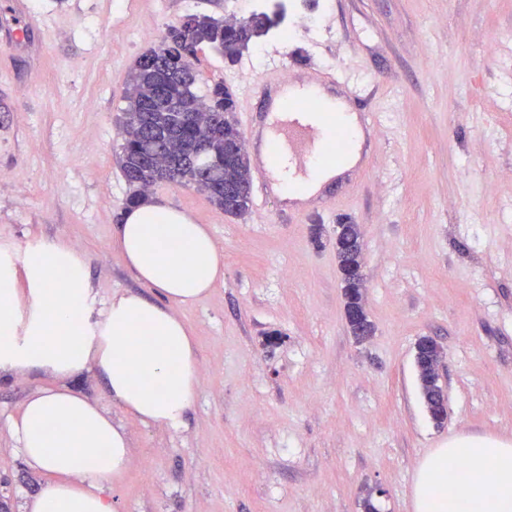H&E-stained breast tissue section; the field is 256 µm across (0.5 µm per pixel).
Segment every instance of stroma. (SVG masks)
I'll list each match as a JSON object with an SVG mask.
<instances>
[{
	"instance_id": "1",
	"label": "stroma",
	"mask_w": 512,
	"mask_h": 512,
	"mask_svg": "<svg viewBox=\"0 0 512 512\" xmlns=\"http://www.w3.org/2000/svg\"><path fill=\"white\" fill-rule=\"evenodd\" d=\"M285 18L240 62L198 55V94L260 80L271 48L289 70L376 79L382 124L366 165L303 219L251 188L234 217L205 193L156 185L208 225L224 278L178 308L201 385L181 426L146 425L101 378L67 385L132 438L134 461L101 494L114 512H411L421 459L457 435L512 438V0H0V243L65 242L86 257L99 304L146 293L115 243L129 188L117 164L129 73L189 14ZM359 225L366 310L344 319L335 224ZM320 225L322 247L311 241ZM429 337L445 352L443 426L414 364ZM48 375L0 380V501L25 512L46 476L30 470L10 421Z\"/></svg>"
}]
</instances>
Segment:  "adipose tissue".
Masks as SVG:
<instances>
[{
  "instance_id": "ef3b65f1",
  "label": "adipose tissue",
  "mask_w": 512,
  "mask_h": 512,
  "mask_svg": "<svg viewBox=\"0 0 512 512\" xmlns=\"http://www.w3.org/2000/svg\"><path fill=\"white\" fill-rule=\"evenodd\" d=\"M116 244L152 296L113 295L98 306L83 253L63 243L19 252L0 245V374L42 371L64 379L95 370L124 412L180 426L200 387L195 341L175 313L224 277L209 229L175 206L128 209ZM10 433L25 464L46 473L26 512H112L99 492L133 459L123 426L65 386L39 389ZM413 512H512V441L460 436L419 463Z\"/></svg>"
}]
</instances>
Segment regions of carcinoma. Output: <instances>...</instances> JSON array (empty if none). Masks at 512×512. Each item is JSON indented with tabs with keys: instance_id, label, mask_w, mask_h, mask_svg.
Returning a JSON list of instances; mask_svg holds the SVG:
<instances>
[{
	"instance_id": "cac0c4a2",
	"label": "carcinoma",
	"mask_w": 512,
	"mask_h": 512,
	"mask_svg": "<svg viewBox=\"0 0 512 512\" xmlns=\"http://www.w3.org/2000/svg\"><path fill=\"white\" fill-rule=\"evenodd\" d=\"M277 10L254 12L240 20L225 21L206 14H192L170 26L159 44L135 61L125 91L124 144L117 163L130 188L127 205L147 201L146 185L177 183L186 173L200 177L210 202L232 216L245 215L251 204L250 165L241 153L244 137L232 114L236 96L219 82L207 97L196 94L195 62L205 47L235 63L253 41L279 25ZM358 236L351 224L336 249L342 297L347 306L364 304V281L358 269L363 254L349 240ZM435 348L419 349L416 370L429 417L444 423L439 410L428 400L438 380L428 366Z\"/></svg>"
}]
</instances>
